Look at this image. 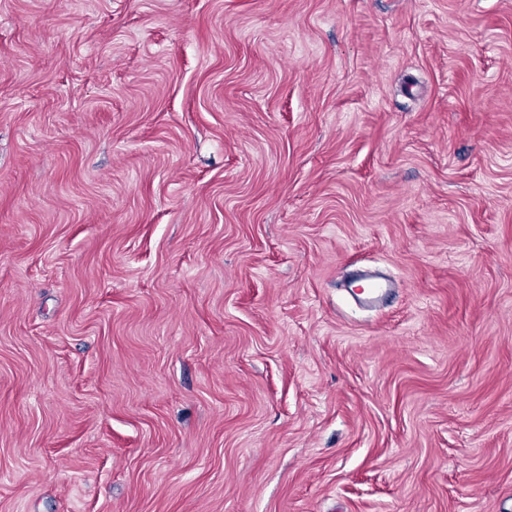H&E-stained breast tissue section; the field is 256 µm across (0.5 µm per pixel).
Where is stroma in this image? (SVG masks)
Returning a JSON list of instances; mask_svg holds the SVG:
<instances>
[{"instance_id": "obj_1", "label": "stroma", "mask_w": 512, "mask_h": 512, "mask_svg": "<svg viewBox=\"0 0 512 512\" xmlns=\"http://www.w3.org/2000/svg\"><path fill=\"white\" fill-rule=\"evenodd\" d=\"M0 512H512V0H0Z\"/></svg>"}]
</instances>
